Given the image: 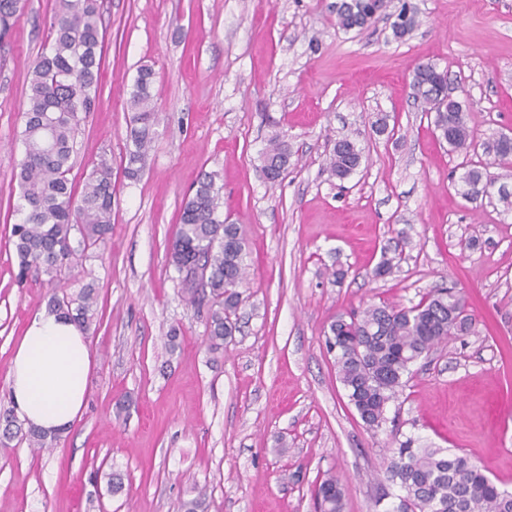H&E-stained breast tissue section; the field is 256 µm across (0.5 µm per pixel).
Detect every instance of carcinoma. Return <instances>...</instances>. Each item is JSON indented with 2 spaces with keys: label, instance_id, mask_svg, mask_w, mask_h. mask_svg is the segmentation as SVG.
Here are the masks:
<instances>
[{
  "label": "carcinoma",
  "instance_id": "carcinoma-1",
  "mask_svg": "<svg viewBox=\"0 0 512 512\" xmlns=\"http://www.w3.org/2000/svg\"><path fill=\"white\" fill-rule=\"evenodd\" d=\"M382 7L383 0H336L331 5L336 25L358 32L376 21L374 15ZM21 10L22 0H0V38ZM388 18L399 39L418 26L416 13L405 6ZM102 42L99 0H60L47 44L30 71L21 132L23 158L15 174L22 219L12 225L11 240L22 275L35 268L53 280L71 259L105 243L112 233V163L103 158L93 166L78 198L68 178L81 114L92 111L97 101ZM427 82L426 77L421 80L425 84L421 98L435 112L438 139L454 152H469L474 142L460 102L450 99L437 105ZM154 83L155 72L143 65L129 93L123 173L130 181L141 176L158 122ZM484 152L494 155V160L462 177V195L471 202L486 197L488 183L498 179L492 168L512 158V145L497 139L486 144ZM290 156L285 135L273 134L263 152L269 181L282 178ZM361 160L357 144L342 138L329 154L327 168L344 179ZM216 178L215 173L204 174L183 198L168 252V265L176 273L181 293L193 306H208L213 351L223 349L236 331L244 303L240 288L246 280L242 229L221 217L222 187ZM95 304L94 289L87 286L74 296L53 294L49 309L86 331ZM475 324V314L456 287H442L411 307L382 302L336 314L325 331V346L334 355L349 402L365 426L375 431L387 422V408L397 399L411 366L448 338L471 333ZM15 439L44 450L53 447L57 436L24 426L8 409L0 415V443ZM386 474L400 493L383 512H512V493L500 490L477 465L445 448L418 446L412 437L395 440ZM314 495L319 512H342L344 489L332 473L324 475ZM206 509L204 491L181 503V512Z\"/></svg>",
  "mask_w": 512,
  "mask_h": 512
}]
</instances>
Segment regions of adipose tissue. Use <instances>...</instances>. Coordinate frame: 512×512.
I'll list each match as a JSON object with an SVG mask.
<instances>
[{
  "instance_id": "1",
  "label": "adipose tissue",
  "mask_w": 512,
  "mask_h": 512,
  "mask_svg": "<svg viewBox=\"0 0 512 512\" xmlns=\"http://www.w3.org/2000/svg\"><path fill=\"white\" fill-rule=\"evenodd\" d=\"M91 365L83 331L53 313H37L7 373L20 418L48 433L68 428L83 408Z\"/></svg>"
}]
</instances>
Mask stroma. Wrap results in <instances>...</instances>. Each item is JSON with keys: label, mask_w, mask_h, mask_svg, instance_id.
Masks as SVG:
<instances>
[{"label": "stroma", "mask_w": 512, "mask_h": 512, "mask_svg": "<svg viewBox=\"0 0 512 512\" xmlns=\"http://www.w3.org/2000/svg\"><path fill=\"white\" fill-rule=\"evenodd\" d=\"M331 2L100 0L101 93L69 179L81 189L111 159L112 237L58 277L97 295L90 380L54 448L0 446V512H180L200 488L208 512H316L312 489L328 472L345 490L343 512H379L398 492L383 477L398 434L466 456L512 491V212L460 195L485 155L449 152L409 87L417 65L435 64L477 143L512 136V0H389V12L406 3L417 13L401 41L384 18L338 28ZM58 9L25 0L0 42V410L12 405L15 344L53 293L46 275L18 280L10 232L30 70ZM143 65L155 72L158 123L130 181L127 92ZM277 131L291 158L272 183L261 154ZM345 136L362 161L340 180L326 159ZM210 172L224 186L222 213L242 227L249 273L238 329L218 353L168 266L182 199ZM387 250L395 267L374 277ZM452 284L473 332L419 360L388 425L369 430L325 327L345 309L407 307Z\"/></svg>", "instance_id": "1"}]
</instances>
